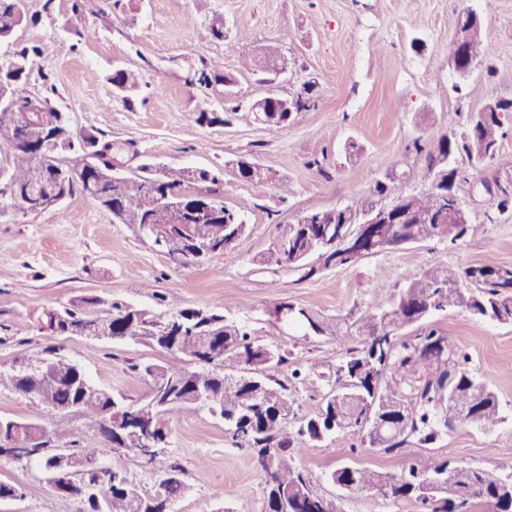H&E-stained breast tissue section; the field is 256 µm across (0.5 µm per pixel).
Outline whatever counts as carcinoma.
Wrapping results in <instances>:
<instances>
[{
    "label": "carcinoma",
    "instance_id": "obj_1",
    "mask_svg": "<svg viewBox=\"0 0 512 512\" xmlns=\"http://www.w3.org/2000/svg\"><path fill=\"white\" fill-rule=\"evenodd\" d=\"M23 22L17 0H0V44L9 42ZM484 29L475 28L465 48L468 60L478 62L483 54ZM38 48L24 47L12 57L0 61V167L4 168L3 185L26 202L40 200L44 184L60 182L62 196L79 190L94 199L123 224H150L156 214L155 203L169 198L171 208L161 223L172 225L171 245L165 253L180 264L201 262L198 246L209 244L231 249L246 232L243 215L226 206L212 194L193 191L199 183H217L204 168L180 167L152 171L141 166L142 175L131 178L111 170L118 153L110 142L87 133L77 144L62 143L71 131L67 117L51 98H31L21 94L26 82L30 56ZM280 59L279 48L269 45L242 62L247 71L270 68ZM141 75L121 69L112 83L122 90L140 84ZM264 128L277 132L293 119L282 111L277 97L265 98ZM498 112L477 113L467 125L468 142L455 136L437 140L416 139L414 148L425 157L428 168L447 160L448 190L492 166L497 172L512 174V154L500 149L503 136ZM72 154L68 164L56 158L60 151ZM467 160L471 171L463 175L458 158ZM235 176L254 186L267 183V172L246 159L237 161ZM373 208V201L362 197L336 210L333 224H280L275 247L264 257L267 264L297 265L308 255L319 253L324 266H348L353 261L339 256L333 240L338 232H353L352 219ZM403 224H377L373 236L379 248L375 253L394 251L424 240L455 244L474 229L473 222L460 224L438 206L432 191L410 197L404 206ZM96 298L83 299L75 309L47 311L39 319L40 329L56 336H74L79 327L106 323L114 336H126L156 346L170 354L171 364H150L143 373L151 380L149 402L133 406L97 388L92 382L75 384L84 370L75 362L59 356L38 357L51 378L40 373L0 372V385L10 386L27 395L45 409L67 410L77 407L84 427L97 430L112 443L122 447L118 435L109 428V412L123 413L130 424L152 430L153 438L163 443L167 432L161 415L174 406L220 410L227 431L242 447L257 455L265 482L267 512H341L338 501L318 495L313 474L296 463L314 443L338 432H352L360 445L368 448L378 442L368 428L372 419L384 426L386 439L382 450L401 455L408 433H424V440L435 438L437 428L448 426L454 415L450 410H466L471 422L492 430L503 422L498 401L489 377L473 371L469 356L447 335L431 329L412 341L399 336L403 327L418 323L433 313L460 309L479 318L512 323V264L487 259L482 263L450 266L436 263L410 279L398 292L388 310L375 301L358 321L360 345L347 351L336 364L334 382L329 384L320 412L290 428L294 399L272 376L243 373L245 365H279L284 358L278 352L256 343L241 323L224 315L225 306L206 307V316L198 309L174 311L179 324L164 336L151 334L156 325L150 313L114 302L108 316L90 317L85 306L97 304ZM289 317L299 319L316 335L340 334L339 325H331L310 310L285 305ZM183 362L199 364L196 369ZM62 438L58 431L47 432L41 418L0 417V455L17 461L50 464L54 441ZM62 449L72 456V476L87 488L81 498L88 512H153L154 497L142 494L119 470H88L83 462L95 459L97 448L78 440H68ZM432 478L445 481V488L429 493L426 483ZM328 479L352 486L356 491L385 489L394 499H414L423 512H472L475 503H483L491 512H512V478L498 479L481 469L455 465L448 460H434L420 466L403 459L400 472L389 473L365 467H340ZM108 485L105 507H100L96 486ZM160 495L172 504L184 490L183 480L169 475L159 484Z\"/></svg>",
    "mask_w": 512,
    "mask_h": 512
}]
</instances>
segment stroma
<instances>
[{
	"instance_id": "stroma-1",
	"label": "stroma",
	"mask_w": 512,
	"mask_h": 512,
	"mask_svg": "<svg viewBox=\"0 0 512 512\" xmlns=\"http://www.w3.org/2000/svg\"><path fill=\"white\" fill-rule=\"evenodd\" d=\"M25 21L6 56L38 47L24 86L32 97L49 96L66 112L72 128L101 140L131 146L137 156L125 166L205 168L220 173L217 196L245 217L239 246L203 262L180 266L134 224L114 221L94 198L77 192L54 210L26 214L0 198V370L50 349L81 366L100 389L128 403L150 398L143 366L168 363L161 349L126 339L92 340L51 336L38 329L44 311L91 299L87 312L104 317L120 302L159 317L172 307H206L225 300L226 314L244 324L253 340L278 350L282 364L248 367L270 374L294 398L292 426L315 416L326 392L323 375L358 336L317 335L280 317L281 305L319 313L349 327L368 301L390 307L398 290L429 263L476 264L491 258L512 264V212L497 213L488 195L462 184L475 230L459 244L416 242L344 267L324 268L318 255L298 267L266 265L260 257L276 240L277 225L304 212L345 207L373 195L376 181L388 191L375 204L425 191L432 173L415 139L434 140L465 130L483 104L512 98V0H17ZM480 13L484 55L473 73L459 78L448 46L459 16ZM224 22V37L209 32ZM92 38H84L85 29ZM274 43L285 73H250L240 60ZM220 61L226 83L205 88L197 78ZM140 71L131 91L115 87L116 69ZM314 83V109L295 114L271 133L243 110L267 96H293ZM228 111L227 124L200 125L193 113ZM273 175L263 187L235 177L239 159ZM287 190H280V183ZM427 328L451 336L487 374L504 421L494 430L458 422L436 443L410 445L411 458L449 459L501 476L512 457V324L460 311L437 312L401 329L411 340ZM41 415L67 432L79 416L39 412L27 395L0 387V416ZM168 441L151 469L132 453L113 450L103 437L83 443L99 449L97 468L121 470L145 495L160 477L181 471L185 484L174 512H264L265 484L252 452L234 444L223 419L205 408L176 407L162 416ZM311 471L316 490L338 499L342 512H421L418 502L393 501L374 491L340 492L327 478L338 467L364 466L394 472L399 462L378 449H362L359 438L341 432L318 442L297 459ZM0 482L18 496L0 500V512H83L80 498L58 495L36 462L0 457Z\"/></svg>"
}]
</instances>
